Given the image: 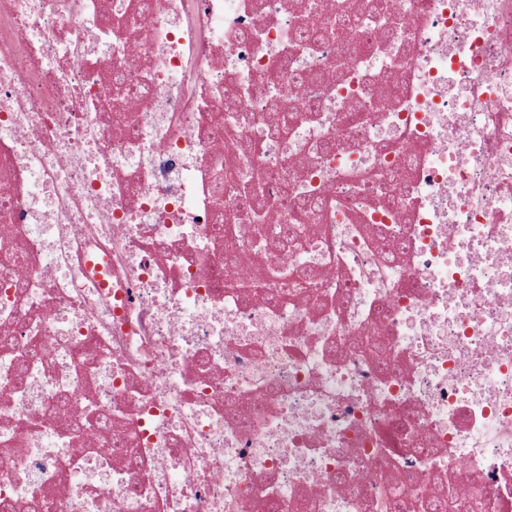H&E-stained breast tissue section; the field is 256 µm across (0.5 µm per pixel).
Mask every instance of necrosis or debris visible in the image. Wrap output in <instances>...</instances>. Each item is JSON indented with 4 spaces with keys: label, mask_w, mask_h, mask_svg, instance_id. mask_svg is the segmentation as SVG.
<instances>
[{
    "label": "necrosis or debris",
    "mask_w": 512,
    "mask_h": 512,
    "mask_svg": "<svg viewBox=\"0 0 512 512\" xmlns=\"http://www.w3.org/2000/svg\"><path fill=\"white\" fill-rule=\"evenodd\" d=\"M140 2L0 0V505L512 512V0Z\"/></svg>",
    "instance_id": "obj_1"
}]
</instances>
